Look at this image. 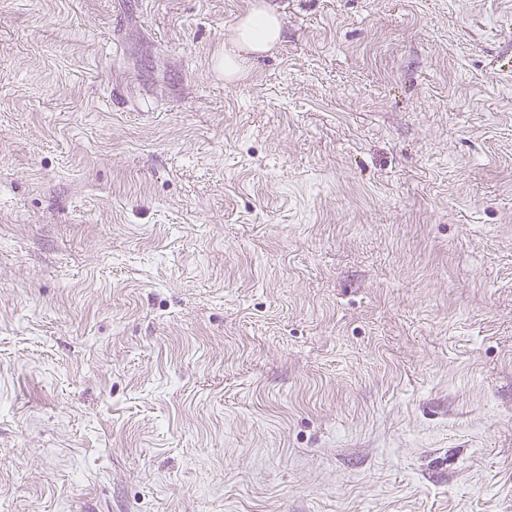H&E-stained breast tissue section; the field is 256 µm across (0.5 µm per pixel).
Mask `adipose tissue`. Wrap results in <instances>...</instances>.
Returning a JSON list of instances; mask_svg holds the SVG:
<instances>
[{"label":"adipose tissue","instance_id":"obj_1","mask_svg":"<svg viewBox=\"0 0 512 512\" xmlns=\"http://www.w3.org/2000/svg\"><path fill=\"white\" fill-rule=\"evenodd\" d=\"M283 37L279 14L270 8L251 9L236 24L233 41L238 50L224 56V78L237 79L251 59L267 53L279 44Z\"/></svg>","mask_w":512,"mask_h":512}]
</instances>
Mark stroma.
Segmentation results:
<instances>
[{"mask_svg":"<svg viewBox=\"0 0 512 512\" xmlns=\"http://www.w3.org/2000/svg\"><path fill=\"white\" fill-rule=\"evenodd\" d=\"M0 512H512V0H0ZM283 29L279 14L267 7L252 8L236 24L233 41L241 53H224V78L237 79L251 58L267 53L282 41Z\"/></svg>","mask_w":512,"mask_h":512,"instance_id":"obj_1","label":"stroma"}]
</instances>
